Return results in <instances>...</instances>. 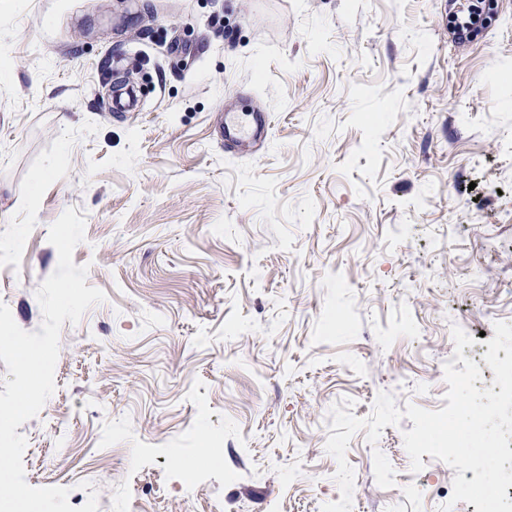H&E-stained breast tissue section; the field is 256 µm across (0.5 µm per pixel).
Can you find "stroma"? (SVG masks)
Returning <instances> with one entry per match:
<instances>
[{
    "label": "stroma",
    "instance_id": "obj_1",
    "mask_svg": "<svg viewBox=\"0 0 512 512\" xmlns=\"http://www.w3.org/2000/svg\"><path fill=\"white\" fill-rule=\"evenodd\" d=\"M464 0H0V273L23 330L56 269L106 298L60 330L56 388L23 425L27 482L101 512H321L339 500L332 406L445 407L452 326L512 324V0L455 44ZM142 95L105 109L113 74ZM271 124L228 153L225 109ZM358 432L352 512L451 503L403 434ZM206 478L186 495L188 462Z\"/></svg>",
    "mask_w": 512,
    "mask_h": 512
}]
</instances>
